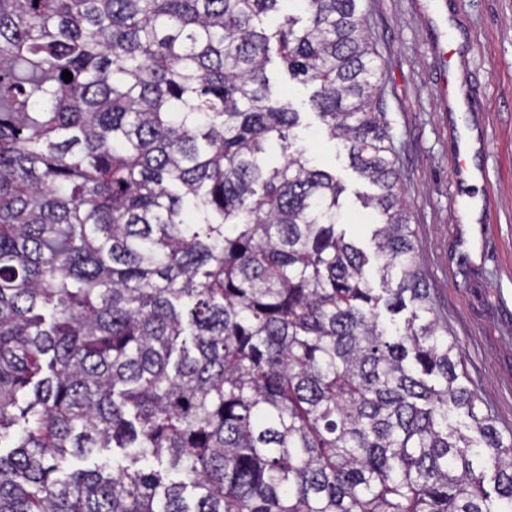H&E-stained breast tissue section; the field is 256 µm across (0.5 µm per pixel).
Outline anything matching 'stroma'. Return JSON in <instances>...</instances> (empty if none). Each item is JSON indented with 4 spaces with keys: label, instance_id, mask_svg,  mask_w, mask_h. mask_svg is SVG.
I'll return each instance as SVG.
<instances>
[{
    "label": "stroma",
    "instance_id": "35a3bbf8",
    "mask_svg": "<svg viewBox=\"0 0 512 512\" xmlns=\"http://www.w3.org/2000/svg\"><path fill=\"white\" fill-rule=\"evenodd\" d=\"M443 6L449 28L429 17ZM383 65L385 120L399 152L401 186L412 214L421 270L431 298L460 348L468 387L512 433V0H362ZM267 74L298 110L297 143L346 187L339 218L348 237L370 244L372 217L357 198L366 184L317 118L310 88L279 62ZM470 89L478 111H449L445 88ZM482 128L475 156L487 179L471 185L457 172L456 135ZM488 202L483 232L461 223L457 204Z\"/></svg>",
    "mask_w": 512,
    "mask_h": 512
}]
</instances>
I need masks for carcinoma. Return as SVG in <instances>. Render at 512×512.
Listing matches in <instances>:
<instances>
[{
  "instance_id": "1",
  "label": "carcinoma",
  "mask_w": 512,
  "mask_h": 512,
  "mask_svg": "<svg viewBox=\"0 0 512 512\" xmlns=\"http://www.w3.org/2000/svg\"><path fill=\"white\" fill-rule=\"evenodd\" d=\"M383 76L360 0H0V512H512ZM267 74L271 84L285 92L292 107L301 112V125L296 129L297 144L306 147L321 168L335 171L336 176L346 186L344 204L337 223L341 224L339 229H344L347 237L356 239L363 247L368 248L371 237L369 224H373V220L369 211L362 207L356 193L369 191V187L348 166L345 154L339 152L334 142L323 132L309 102L312 89L291 80L278 60H273L267 66Z\"/></svg>"
}]
</instances>
